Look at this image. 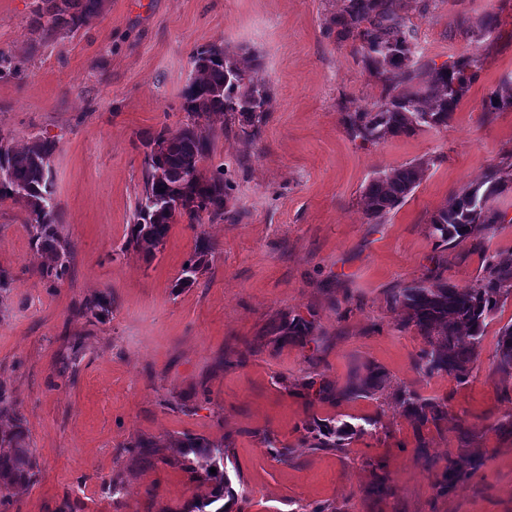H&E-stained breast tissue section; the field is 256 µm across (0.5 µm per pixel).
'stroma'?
<instances>
[{
  "label": "stroma",
  "mask_w": 512,
  "mask_h": 512,
  "mask_svg": "<svg viewBox=\"0 0 512 512\" xmlns=\"http://www.w3.org/2000/svg\"><path fill=\"white\" fill-rule=\"evenodd\" d=\"M37 2L0 0V52L21 66L0 79V137L56 140V199L74 253L69 277L48 287L25 207L0 200V268L14 279L0 296V391L16 399L36 462L7 512H192L209 490L204 473L168 445L187 435L233 438L230 512H512V432L501 427L512 379L493 371L512 299L462 383L419 374L423 339L389 300L431 269L461 288L482 273L483 251L437 246L428 224L512 150V110L481 120L487 96L512 87V0L410 9L422 63L469 50L483 67L447 127L367 147L341 114L371 108L381 86L356 44L329 27L342 0H101L90 24L53 36L34 22ZM488 14L499 19L489 33L478 26ZM208 44L258 59L272 95L258 140L230 120L212 123L201 169L228 171L236 216L172 225L151 258L123 251L143 185L140 136L186 123L192 54ZM419 159L431 162L420 186L368 223L365 185ZM201 234L214 257L193 287L176 289ZM100 292L114 304L96 320L80 304ZM293 315L315 322L317 345L277 339L274 326ZM227 354L243 365H223ZM313 357L337 385L373 366L389 384L376 398L310 401ZM401 387L447 400V429H416L393 402ZM326 418L366 431L341 451L307 448L306 424ZM267 433L291 462L270 454ZM141 438L158 443L147 463L132 447ZM464 451L480 469L443 489ZM378 476L392 495L368 494Z\"/></svg>",
  "instance_id": "35a3bbf8"
}]
</instances>
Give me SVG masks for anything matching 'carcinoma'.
<instances>
[{"instance_id":"cac0c4a2","label":"carcinoma","mask_w":512,"mask_h":512,"mask_svg":"<svg viewBox=\"0 0 512 512\" xmlns=\"http://www.w3.org/2000/svg\"><path fill=\"white\" fill-rule=\"evenodd\" d=\"M36 10L46 34L78 29L98 13L100 0H41ZM406 0H344L342 11L331 21L340 41L359 42L363 61L381 85V96L372 108L343 113L342 123L353 141L375 145L388 137L411 136L423 128H442L456 111L470 84L482 69L480 57L460 54L438 68L416 60L410 39ZM194 76L184 91L188 120L175 134L164 127L141 139L144 148V184L135 209L127 247L152 257L170 227L185 220L189 224L213 223L234 217L228 206L233 184L224 176V166L205 174L200 163L210 155L213 142L210 119L224 114L238 122L240 131L253 139L260 136L271 106L268 83L258 66L211 44L193 53ZM512 109V92H492L483 104V120ZM55 140L37 138L22 148L6 145L0 151V200L12 199L25 205L32 246L44 257L39 274L56 288L69 276L74 246L64 234L61 206L55 198L50 160ZM429 162L413 161L374 176L364 189L368 223L380 224L420 185ZM512 189V153L507 161L488 169L483 180L463 188L453 201L432 216L429 236L440 246L473 240L481 246L506 214L495 206L496 199ZM215 246L205 235L197 236L194 250L184 262L178 288H189L207 269ZM512 298V262L494 253L484 256V271L469 288H459L439 274H429L391 292V304L402 311L404 325L422 336L417 369L425 376L446 375L465 381L480 355L488 321L499 303ZM81 310L99 319L112 311V295L98 293L87 298ZM279 336L302 345L315 343L314 322L295 315L276 326ZM313 371L304 387L319 402L374 396L383 389L386 374L379 368L336 386L312 361ZM495 373L512 379V325L500 331L495 355ZM395 402L416 428H436L448 422V402L421 397L404 387ZM11 417L8 430L0 428V504L11 490L35 476L27 430L13 401L0 400V419ZM364 432L336 419L314 422L306 441L312 449H342L348 440ZM171 447L191 453L206 480L213 483L209 495L198 500L194 512H228L217 502L235 498L224 469L233 442L205 437H186L170 442ZM479 466L469 454L448 464L445 487L452 488ZM216 473H211V468Z\"/></svg>"}]
</instances>
